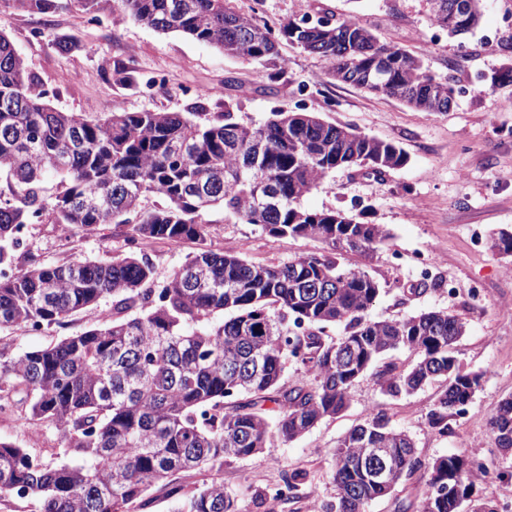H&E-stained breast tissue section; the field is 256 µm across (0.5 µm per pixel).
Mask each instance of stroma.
<instances>
[{
	"instance_id": "35a3bbf8",
	"label": "stroma",
	"mask_w": 512,
	"mask_h": 512,
	"mask_svg": "<svg viewBox=\"0 0 512 512\" xmlns=\"http://www.w3.org/2000/svg\"><path fill=\"white\" fill-rule=\"evenodd\" d=\"M306 15L351 17L404 47L436 78L457 87L452 108L419 112L396 98L332 80L320 56L285 41L279 44L287 60L283 66L230 57L125 17L119 0H97L90 13L74 2L40 18L10 12L0 15V31L50 105L88 121L109 112H203L213 118L231 110L259 125L273 111L300 109L401 146L409 155L406 166L381 177L332 172L323 189L302 204L336 208L388 229L389 238L373 256L345 257L383 286L371 318L424 311L460 316L468 329L454 354L465 370L481 374L479 389L462 413L449 416L442 435L427 419L436 386L396 398L382 391L373 373H365L343 412L294 442L273 440L259 454L226 465L224 486L235 494L239 512H320L336 497L338 441L367 414L382 411L393 427L411 435L423 461L459 454L475 463L473 498H493L499 512H512V453L497 447L490 427L498 402L512 395V320L505 318L512 309V257L488 244L496 230H512V110L501 107L512 99V84L491 81L512 63V0H486L480 27L458 37L433 27L429 0H264L262 20L272 28ZM59 40L71 43L69 53L58 52ZM63 71L69 84L58 82ZM208 218L213 246L252 261L277 265L323 248L315 239H277L258 226L226 221L220 210ZM196 248L190 240L148 244L157 283L167 281ZM26 249L49 264L77 256L105 260L127 246L112 224L91 235L33 224ZM428 251L438 256L433 277L439 286L433 290L424 289L414 265L415 256ZM100 315L89 309L63 328L33 333L17 327L0 336L18 351L39 348L83 332ZM0 439L37 452L57 447L59 433L47 423L0 418ZM291 472L304 476L299 498L275 505L271 489Z\"/></svg>"
}]
</instances>
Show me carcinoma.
<instances>
[{"mask_svg": "<svg viewBox=\"0 0 512 512\" xmlns=\"http://www.w3.org/2000/svg\"><path fill=\"white\" fill-rule=\"evenodd\" d=\"M91 11L95 0H0V13L47 14L61 2ZM123 13L157 31L181 32L224 54L262 62L279 54L278 38L319 55L328 76L422 112L448 111L449 81L421 59L380 40L352 18L294 20L273 30L238 12L233 0H120ZM432 19L450 36L479 25L484 0H462L461 18L430 0ZM400 146L338 126L311 112L278 110L261 125L227 111L212 122L180 112H110L89 122L61 112L35 87L22 58L0 32V331L63 327L105 300V316L85 331L25 351L0 341V415L25 414L60 435L71 462L47 461L0 440V507L15 512H138L163 492L175 512H238L218 475L273 439L294 441L346 409L354 383L373 367L382 390L411 396L437 382L428 412L432 428L448 430L482 376L464 372L453 345L464 319L443 311L374 320L369 310L383 287L369 271L343 262L348 252L371 255L388 237L371 224L333 209L310 210L304 197L338 169L376 176L405 166ZM61 190L44 195L43 179ZM158 196L166 205L149 208ZM274 238H310L324 248L281 265L253 263L207 243L215 209ZM94 233L109 224L125 242L195 240L197 252L153 287L154 265L143 251L109 260L74 257L46 265L30 259L16 270L18 232L43 222ZM490 248L512 253V231ZM229 318H224L225 312ZM343 328L333 341L329 328ZM400 348L414 351L408 368L379 361ZM309 380H285L288 362ZM272 404L270 422L265 405ZM497 445L512 452V396L491 418ZM382 450L391 478H374ZM210 473L202 484L182 478ZM460 455L426 465L412 438L383 412L367 415L336 446V505L328 512H364L401 481L424 482L416 512H496L471 499Z\"/></svg>", "mask_w": 512, "mask_h": 512, "instance_id": "carcinoma-1", "label": "carcinoma"}]
</instances>
